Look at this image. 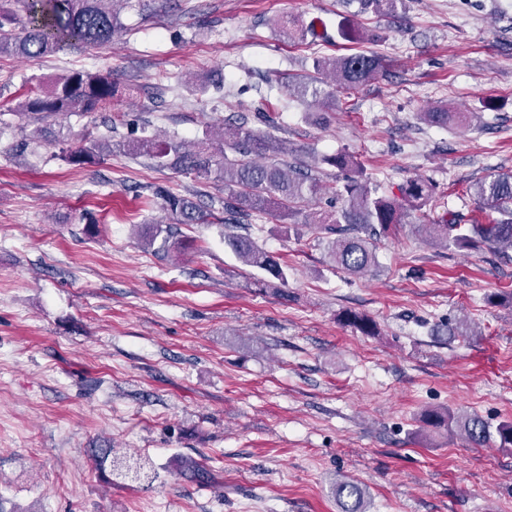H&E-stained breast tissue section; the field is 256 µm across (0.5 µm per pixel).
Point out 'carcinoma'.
<instances>
[{
  "instance_id": "cac0c4a2",
  "label": "carcinoma",
  "mask_w": 512,
  "mask_h": 512,
  "mask_svg": "<svg viewBox=\"0 0 512 512\" xmlns=\"http://www.w3.org/2000/svg\"><path fill=\"white\" fill-rule=\"evenodd\" d=\"M11 0H0V56L39 59L58 52H83L114 41L125 29L118 6L149 7L146 0H24L26 20L16 28ZM405 0H361V8L375 13H395ZM278 32L289 39L316 41L322 37L315 23L282 17L276 20ZM386 59L373 51H357L340 57L315 59L312 69L290 73L283 87L288 95L318 111L336 107L334 93L321 87L322 76L330 72L334 81L346 91L356 90L379 76ZM112 75L100 72H72L55 81L45 94L25 100V114L37 123L53 120L67 112L107 111L112 108ZM421 118L439 127H469V114L454 112L439 105ZM90 145L80 144L67 151L65 159L74 166L91 163L112 148V127ZM231 146L237 157L224 154L222 159L200 150L188 152L184 143L159 141L142 130L141 135L125 141L124 147L135 156L146 157L155 165L197 177H214L224 185L221 215L188 204L181 196L157 187L154 196L162 200L163 209L177 217L180 224H200L211 217L226 226L243 225L253 214L274 211L288 219L293 209L316 197L323 190L319 177L311 173L310 164L281 163L278 155L290 153L283 140L245 124L235 127ZM319 162L347 173L340 196L344 204L319 216L320 230L328 235L327 253L335 266L351 275L362 276L378 268V240L392 225L400 223L406 205L420 206L432 195V187L418 179H409L399 187L400 196L376 195L363 181V170L356 157L339 151L319 157ZM474 197L480 210L496 214L487 224L457 211H446L434 224H422L418 230L433 243L446 249L485 246L512 261V176L487 175L474 184ZM225 244L241 262L256 268L284 285L287 275L280 259L241 234L224 237ZM139 243L145 250L169 254L178 248L169 224L140 225ZM344 323L366 335L375 334L376 323L366 315L344 314ZM425 420L444 426L451 434L459 433L475 446L492 441L499 448H512V422L493 427L482 418L450 410H431ZM333 491L340 512H368L363 487L348 479H338Z\"/></svg>"
}]
</instances>
